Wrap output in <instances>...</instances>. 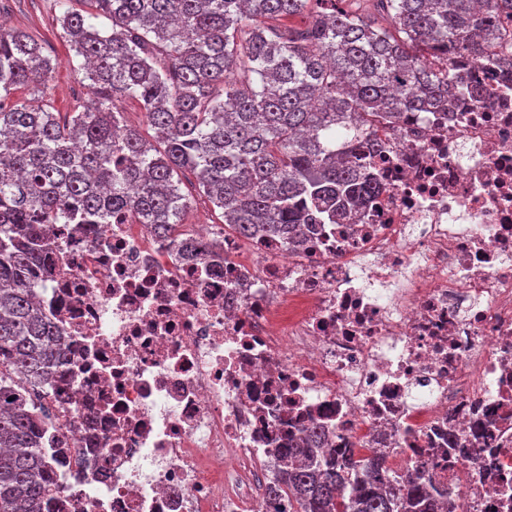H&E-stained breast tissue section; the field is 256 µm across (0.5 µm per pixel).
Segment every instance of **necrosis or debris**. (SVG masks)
Returning <instances> with one entry per match:
<instances>
[{"instance_id":"necrosis-or-debris-1","label":"necrosis or debris","mask_w":512,"mask_h":512,"mask_svg":"<svg viewBox=\"0 0 512 512\" xmlns=\"http://www.w3.org/2000/svg\"><path fill=\"white\" fill-rule=\"evenodd\" d=\"M480 94L379 128L383 185L297 246L220 224H53L37 300L67 361L50 512H266L302 431L453 512H512V46ZM217 243L206 256L205 244Z\"/></svg>"}]
</instances>
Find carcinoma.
I'll use <instances>...</instances> for the list:
<instances>
[{"label": "carcinoma", "mask_w": 512, "mask_h": 512, "mask_svg": "<svg viewBox=\"0 0 512 512\" xmlns=\"http://www.w3.org/2000/svg\"><path fill=\"white\" fill-rule=\"evenodd\" d=\"M55 0L90 101L63 116L39 95L52 72L32 34L0 25V512H44L36 390L65 351L36 301L51 224L127 214L181 232L188 171L224 225L245 239L296 243L383 190L364 130L445 109L479 88L470 62L503 63L512 0ZM32 88L30 96L14 92ZM135 100L154 131L123 125ZM309 429L266 488L288 512H437L424 474L399 481L369 458L317 457Z\"/></svg>", "instance_id": "carcinoma-1"}]
</instances>
